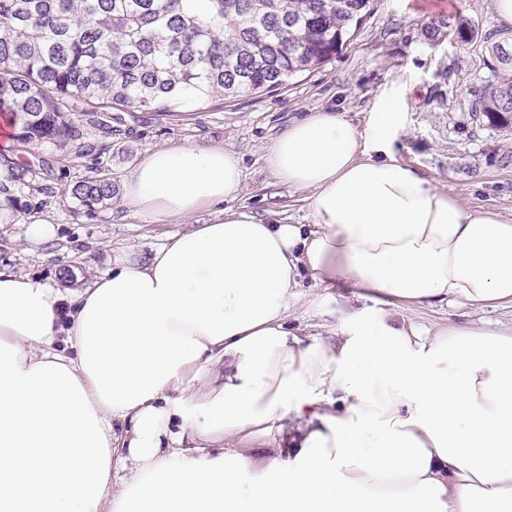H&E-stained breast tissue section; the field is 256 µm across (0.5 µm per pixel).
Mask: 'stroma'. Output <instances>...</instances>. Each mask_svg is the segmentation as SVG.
<instances>
[{
	"mask_svg": "<svg viewBox=\"0 0 512 512\" xmlns=\"http://www.w3.org/2000/svg\"><path fill=\"white\" fill-rule=\"evenodd\" d=\"M467 19L477 35L468 43L449 36L457 18ZM512 42L499 28L490 0H374L341 52L324 66L306 72L277 91L186 108L178 116L125 112L121 134L112 138V181L123 187L132 169L149 153L175 144H221L243 159L244 184L239 205L261 219L285 224L308 223L307 191L281 184L266 167L264 149L295 119L322 110L344 113L365 129L378 94L391 81H405L407 124L396 144V156L469 207H491L512 216V132L489 125L475 114V96L496 82L484 36ZM52 160L61 190L30 216L46 217L57 226L54 240L28 241L22 224L0 223V267L43 277L53 287H82L108 270L112 259L132 249L150 255L175 224L137 217L121 195L96 218L77 211L63 185L85 177L70 150L42 147ZM71 282H62L61 269ZM304 301L290 311L292 323L310 335L335 338L345 324V309L361 306L359 290L347 282L331 289L306 285ZM406 318L428 328L441 323L490 328L512 321V309L469 305L400 308Z\"/></svg>",
	"mask_w": 512,
	"mask_h": 512,
	"instance_id": "stroma-1",
	"label": "stroma"
}]
</instances>
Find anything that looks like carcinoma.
Segmentation results:
<instances>
[{
    "label": "carcinoma",
    "instance_id": "cac0c4a2",
    "mask_svg": "<svg viewBox=\"0 0 512 512\" xmlns=\"http://www.w3.org/2000/svg\"><path fill=\"white\" fill-rule=\"evenodd\" d=\"M0 0V118L17 151L72 146L89 175L66 193L88 217L112 204V110L177 115L201 102L288 85L347 43L370 0ZM508 73L473 107L512 127V52L487 45ZM91 126L98 136L90 138ZM0 222L55 195L52 161L0 154Z\"/></svg>",
    "mask_w": 512,
    "mask_h": 512
}]
</instances>
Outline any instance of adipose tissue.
Instances as JSON below:
<instances>
[{
  "label": "adipose tissue",
  "instance_id": "obj_1",
  "mask_svg": "<svg viewBox=\"0 0 512 512\" xmlns=\"http://www.w3.org/2000/svg\"><path fill=\"white\" fill-rule=\"evenodd\" d=\"M405 128L394 86L366 130L320 111L275 138L307 224L237 206L233 150L151 152L126 205L208 223L71 292L0 269V512H512V324L392 313L512 308V217L397 159ZM306 278L363 291L336 342L290 322ZM392 312L398 319H410L412 322L428 328H433L447 320L448 326L477 324L495 328L498 323H509L512 320V309L458 304L413 306L400 309L393 307Z\"/></svg>",
  "mask_w": 512,
  "mask_h": 512
}]
</instances>
